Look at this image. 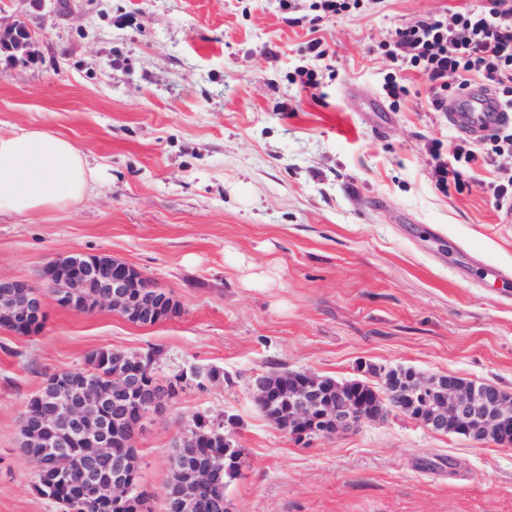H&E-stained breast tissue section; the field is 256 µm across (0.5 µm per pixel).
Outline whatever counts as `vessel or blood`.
Masks as SVG:
<instances>
[{
    "instance_id": "obj_1",
    "label": "vessel or blood",
    "mask_w": 512,
    "mask_h": 512,
    "mask_svg": "<svg viewBox=\"0 0 512 512\" xmlns=\"http://www.w3.org/2000/svg\"><path fill=\"white\" fill-rule=\"evenodd\" d=\"M447 117L451 126L474 138L486 130L512 123V113L505 111L482 87L473 88L462 98L450 101Z\"/></svg>"
}]
</instances>
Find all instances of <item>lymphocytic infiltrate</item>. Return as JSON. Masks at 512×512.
Segmentation results:
<instances>
[{
    "instance_id": "f902f5d3",
    "label": "lymphocytic infiltrate",
    "mask_w": 512,
    "mask_h": 512,
    "mask_svg": "<svg viewBox=\"0 0 512 512\" xmlns=\"http://www.w3.org/2000/svg\"><path fill=\"white\" fill-rule=\"evenodd\" d=\"M387 53L426 77L434 111H444L449 98L467 92L476 76L512 111V0H484L449 21L436 18L399 27ZM451 75L456 78L452 86L446 83ZM505 153H512V126L499 129L489 148L455 145L451 160L439 164L436 183L444 189L461 184L465 174L492 165Z\"/></svg>"
}]
</instances>
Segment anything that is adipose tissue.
<instances>
[{
	"mask_svg": "<svg viewBox=\"0 0 512 512\" xmlns=\"http://www.w3.org/2000/svg\"><path fill=\"white\" fill-rule=\"evenodd\" d=\"M96 181V172L69 139L23 127L0 131V215L67 206Z\"/></svg>",
	"mask_w": 512,
	"mask_h": 512,
	"instance_id": "adipose-tissue-1",
	"label": "adipose tissue"
}]
</instances>
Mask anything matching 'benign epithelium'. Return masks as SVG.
Masks as SVG:
<instances>
[{"label": "benign epithelium", "instance_id": "benign-epithelium-1", "mask_svg": "<svg viewBox=\"0 0 512 512\" xmlns=\"http://www.w3.org/2000/svg\"><path fill=\"white\" fill-rule=\"evenodd\" d=\"M42 277L57 289L54 301L62 308L81 310L82 288H101L96 308L108 307L133 323L154 324L174 306L170 296L160 294L145 273L105 256L71 254L52 260ZM45 317L44 295L19 280H0V326L15 336L34 333ZM117 369L109 386L86 380L72 389L68 377L42 387L34 396L37 411L23 414L21 430L27 441L48 446L46 454H67L77 449L83 457L84 480L99 499L120 501L130 493L131 480L125 466L102 474L95 471L99 459L115 457L109 435L111 405H120L131 393L146 390L154 379L153 360L133 358L126 353L114 357ZM381 388L362 381L336 383V394L321 393L324 377L300 372L298 380L280 392L275 376L256 382V398L278 401L277 422L294 441H309L357 429L396 409L438 434L466 438L491 435L496 445L512 447V402L500 390L484 388L442 375L426 376L412 368L379 369ZM192 492L173 493L165 499V512H192L200 507L198 493L209 483L210 473L194 472Z\"/></svg>", "mask_w": 512, "mask_h": 512}]
</instances>
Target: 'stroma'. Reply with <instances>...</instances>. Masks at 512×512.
Instances as JSON below:
<instances>
[{
    "instance_id": "obj_1",
    "label": "stroma",
    "mask_w": 512,
    "mask_h": 512,
    "mask_svg": "<svg viewBox=\"0 0 512 512\" xmlns=\"http://www.w3.org/2000/svg\"><path fill=\"white\" fill-rule=\"evenodd\" d=\"M479 2L362 0L328 17L316 0H0L1 26H32L25 60L0 54V126L62 134L103 168L75 205L0 218V279L47 295L49 261L104 255L177 306L139 325L48 299L38 333L0 329V512H60L34 488L21 420L49 374L101 347L151 356L162 379L220 372L143 421L152 512L198 415L244 452L229 512H512V448L396 411L304 446L255 402L263 374L347 381L365 362L512 394V205L488 189L512 155L440 190L461 133L381 51L396 28Z\"/></svg>"
}]
</instances>
